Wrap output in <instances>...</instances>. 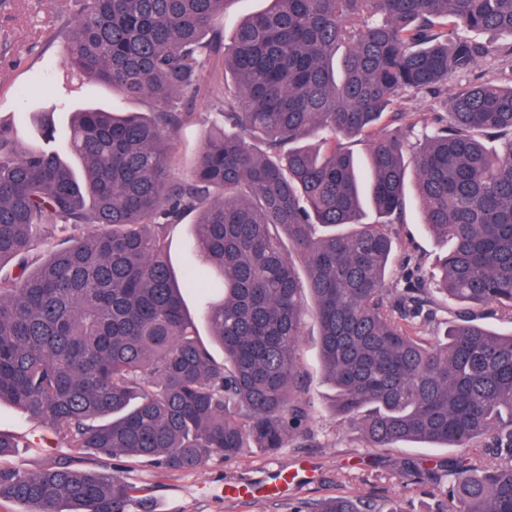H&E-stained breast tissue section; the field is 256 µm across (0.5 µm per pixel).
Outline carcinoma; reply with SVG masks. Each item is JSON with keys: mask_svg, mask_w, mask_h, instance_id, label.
<instances>
[{"mask_svg": "<svg viewBox=\"0 0 512 512\" xmlns=\"http://www.w3.org/2000/svg\"><path fill=\"white\" fill-rule=\"evenodd\" d=\"M64 80L95 78L148 112L85 108L24 144L0 123V402L47 424L69 454L36 472L3 464L0 500L23 512H131L134 487L101 459L191 471L245 448L312 439L300 338L318 329L333 414L372 448H459L408 470L433 512H512V0H267L224 45V101L193 169L175 140L195 114L228 0H79ZM347 52L336 58L341 46ZM466 83L448 95V74ZM425 94L418 118L401 100ZM367 141L369 203L350 143ZM413 169L422 223L447 245L395 258ZM221 276L177 279L171 228ZM92 224L90 234L81 229ZM63 238L38 262V238ZM200 294L217 361L182 291ZM460 306L440 331L438 312ZM306 512H407L337 495Z\"/></svg>", "mask_w": 512, "mask_h": 512, "instance_id": "1", "label": "carcinoma"}]
</instances>
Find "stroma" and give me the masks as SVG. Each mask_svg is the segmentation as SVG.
<instances>
[{"label":"stroma","mask_w":512,"mask_h":512,"mask_svg":"<svg viewBox=\"0 0 512 512\" xmlns=\"http://www.w3.org/2000/svg\"><path fill=\"white\" fill-rule=\"evenodd\" d=\"M76 12L74 0H14L0 10V120L11 123L25 143L38 141L45 115L63 129L79 107L149 109L147 100L127 98L93 78L73 84L62 80L65 37ZM223 75L224 53L219 50L206 65L205 90L186 105L196 119L177 137L178 173L189 172L205 131L204 120L222 104ZM400 234L404 246L426 258H435L442 250L422 226L416 195L408 197ZM300 349L308 373L306 396L314 409L312 441L274 455L247 448L234 460L216 456L189 472H166L142 459H115L121 476L137 489L132 512H295L300 501L336 495L401 498L410 512H425L432 501L413 484L406 463L431 468L457 456V449L420 442L369 447L355 423L329 409L332 390L322 378L314 325H306ZM0 430L20 438L21 448L7 463L22 470L37 471L65 452L49 426L7 402L0 403Z\"/></svg>","instance_id":"1"}]
</instances>
